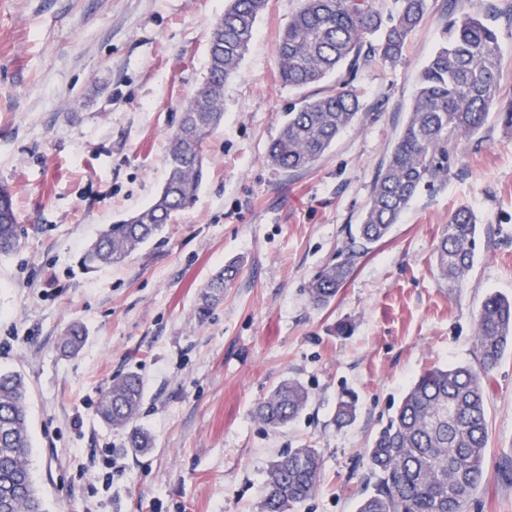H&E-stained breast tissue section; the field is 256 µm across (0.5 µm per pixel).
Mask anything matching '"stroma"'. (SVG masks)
Returning a JSON list of instances; mask_svg holds the SVG:
<instances>
[{"label": "stroma", "mask_w": 512, "mask_h": 512, "mask_svg": "<svg viewBox=\"0 0 512 512\" xmlns=\"http://www.w3.org/2000/svg\"><path fill=\"white\" fill-rule=\"evenodd\" d=\"M224 4L0 0V185L25 234L0 257V371L28 385L33 476L47 512H257L271 462L305 446L324 468L294 512H357L371 440L408 386L428 368L475 363L482 300L512 295V132L492 117L453 156L447 183L420 189L329 306L314 308L307 294L360 222L450 17L476 12L496 30L501 95L512 99V0H430L399 62L373 57L312 86L321 95L351 83L363 114L297 172L264 161L298 96L278 80L277 43L299 0H268L224 91V122L203 146L197 199L126 262L80 269L104 227L164 184L169 137L203 81ZM462 206L478 218L477 261L451 289L435 248ZM231 260L242 265L238 279L199 320V289ZM73 321L87 336L67 357L58 339ZM127 373L144 387L137 423L153 446L143 453L96 413ZM288 379L311 401L274 431L255 409ZM344 392L357 415L340 428ZM487 424L488 477L464 512H512V482L498 473L512 457V354L490 375ZM92 448L116 458L111 480L90 463Z\"/></svg>", "instance_id": "stroma-1"}]
</instances>
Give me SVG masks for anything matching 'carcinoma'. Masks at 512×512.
<instances>
[{"instance_id":"obj_1","label":"carcinoma","mask_w":512,"mask_h":512,"mask_svg":"<svg viewBox=\"0 0 512 512\" xmlns=\"http://www.w3.org/2000/svg\"><path fill=\"white\" fill-rule=\"evenodd\" d=\"M265 6L266 0H227L224 14L213 25L203 82L182 104L171 135L163 188L150 205L108 225L86 247L80 257L83 270L125 261L193 203L208 167L202 143L223 122L224 88L238 75ZM428 11L429 0H394L390 25L384 28L374 0H301L279 44L278 76L284 86L303 95L285 113L265 162L283 172L313 166L338 134L359 120L362 107L348 82L319 97L305 89L343 66L351 72L358 69L371 53L398 62L408 36ZM500 65L497 34L478 15L449 21L443 43L418 76L406 124L373 183L362 222L349 232L336 258L308 282L314 306L335 300L359 260L388 236L421 187L448 178L452 155L482 134L491 110H497L502 125L512 130V102H503L499 91ZM476 232V218L464 207L451 215L443 230L435 262L440 279L451 287L474 266ZM21 245L10 190L0 186V256L15 253ZM239 273L240 265L233 261L207 280L195 310L199 319L217 308ZM85 336V327L72 323L59 338V349L74 355ZM474 345L477 365L423 372L376 432L368 448L372 490L358 512H464L486 481V382L512 350V296L486 295ZM28 398L20 374L0 371V512H46L31 472ZM141 400L139 378L127 374L112 380L97 407L103 422L130 429L132 448L151 447L148 435L134 426ZM310 400L300 383L284 381L258 404L256 416L277 428L297 417ZM355 417V399L340 397L336 424L347 425ZM322 470L323 458L316 449L289 451L267 470L259 512H291L314 494Z\"/></svg>"}]
</instances>
